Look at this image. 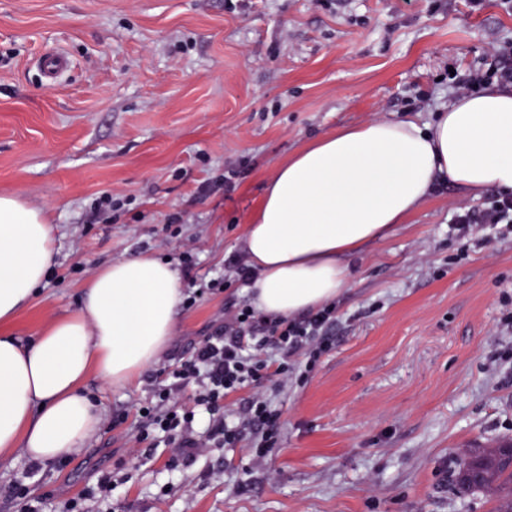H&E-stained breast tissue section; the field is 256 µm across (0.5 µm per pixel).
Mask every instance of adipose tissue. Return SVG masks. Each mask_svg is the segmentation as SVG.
<instances>
[{"label":"adipose tissue","mask_w":512,"mask_h":512,"mask_svg":"<svg viewBox=\"0 0 512 512\" xmlns=\"http://www.w3.org/2000/svg\"><path fill=\"white\" fill-rule=\"evenodd\" d=\"M444 179L474 198L512 194V87L455 99L437 120L341 128L279 164L241 246L257 278L246 290L272 316L317 309L354 278L351 259L414 212ZM53 265L51 226L0 196V324L25 308ZM177 271L138 255L102 269L78 306L24 342L0 336V459L48 465L78 452L102 424L83 390L115 387L152 365L176 326Z\"/></svg>","instance_id":"1"}]
</instances>
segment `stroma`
I'll use <instances>...</instances> for the list:
<instances>
[{
    "instance_id": "stroma-1",
    "label": "stroma",
    "mask_w": 512,
    "mask_h": 512,
    "mask_svg": "<svg viewBox=\"0 0 512 512\" xmlns=\"http://www.w3.org/2000/svg\"><path fill=\"white\" fill-rule=\"evenodd\" d=\"M506 38L503 0H0V195L44 210L55 246L10 333L32 339L103 266L174 263L188 244L184 292L201 297L177 309L160 357L175 363L247 299L239 284L200 287L239 255L280 163L343 127L430 123L449 72L492 68L487 49ZM49 49L71 61L51 86L38 64ZM106 193L120 205L101 215ZM483 203L437 184L352 258L332 349L267 391L282 435L265 462L245 444L173 471L162 456L131 461L126 433L154 371L124 387L93 374L102 427L39 467L30 490L43 512H63L106 470L127 481L89 512H491V498L454 487L464 451L512 440V237L448 233L453 208Z\"/></svg>"
}]
</instances>
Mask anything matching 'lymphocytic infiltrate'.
Returning a JSON list of instances; mask_svg holds the SVG:
<instances>
[{
    "label": "lymphocytic infiltrate",
    "instance_id": "f902f5d3",
    "mask_svg": "<svg viewBox=\"0 0 512 512\" xmlns=\"http://www.w3.org/2000/svg\"><path fill=\"white\" fill-rule=\"evenodd\" d=\"M500 59L491 72L469 71L451 77L450 95L478 93L489 80L512 84V42L490 48ZM512 224V195L494 194L480 208H462L453 216L451 230L463 238L473 232H495ZM334 304L299 317H272L245 305L224 313V327L196 343L187 360L166 372L155 385L151 399L138 410L135 440L146 448L159 442L169 447V463L190 462L202 448H234L243 433H250L255 459H264L278 441L279 412L265 394H255L244 413L228 418L224 402L240 389L260 385L270 376L281 380L309 373L326 352L327 331ZM188 401H180L183 391ZM208 417L204 439L193 435L197 415Z\"/></svg>",
    "mask_w": 512,
    "mask_h": 512
}]
</instances>
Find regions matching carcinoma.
Returning <instances> with one entry per match:
<instances>
[{
  "instance_id": "1",
  "label": "carcinoma",
  "mask_w": 512,
  "mask_h": 512,
  "mask_svg": "<svg viewBox=\"0 0 512 512\" xmlns=\"http://www.w3.org/2000/svg\"><path fill=\"white\" fill-rule=\"evenodd\" d=\"M457 490L461 495L485 491L495 502L494 512H512V467L503 448H472L460 460Z\"/></svg>"
}]
</instances>
